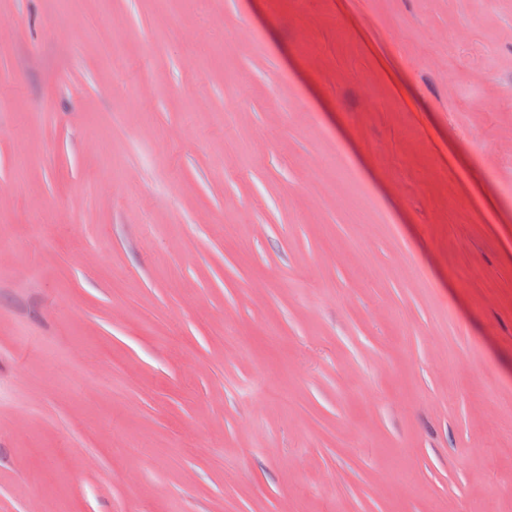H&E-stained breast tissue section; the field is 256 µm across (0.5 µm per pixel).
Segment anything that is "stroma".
<instances>
[{
    "mask_svg": "<svg viewBox=\"0 0 512 512\" xmlns=\"http://www.w3.org/2000/svg\"><path fill=\"white\" fill-rule=\"evenodd\" d=\"M72 8L0 0V512H512V0Z\"/></svg>",
    "mask_w": 512,
    "mask_h": 512,
    "instance_id": "stroma-1",
    "label": "stroma"
}]
</instances>
